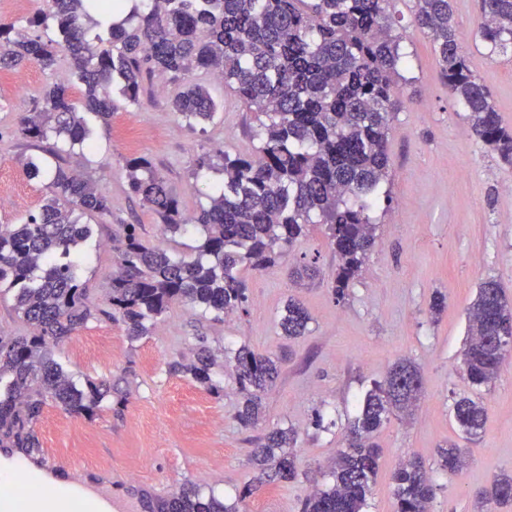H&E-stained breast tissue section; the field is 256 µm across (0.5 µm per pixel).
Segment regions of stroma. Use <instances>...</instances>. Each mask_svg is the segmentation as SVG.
Returning <instances> with one entry per match:
<instances>
[{"instance_id":"stroma-1","label":"stroma","mask_w":512,"mask_h":512,"mask_svg":"<svg viewBox=\"0 0 512 512\" xmlns=\"http://www.w3.org/2000/svg\"><path fill=\"white\" fill-rule=\"evenodd\" d=\"M450 3L470 68L512 129V54H490L480 41L478 0ZM405 36L404 105L389 141L386 187L393 203L376 212L375 247L345 300L330 287L336 257L326 227L311 224L275 266L262 274L243 272L246 313L216 321L176 304L139 339H129L121 322L104 318L55 348L75 382L105 380L114 391L90 419L47 404L34 435L41 453L68 456L72 474L110 491L112 512H145V500L166 499L191 484L230 501L251 487L246 512H301L314 489L309 474L331 469L359 399L404 358L421 371L422 396L412 414L393 416L379 434L380 467L368 512H393L391 475L411 457L429 468L436 486L433 512H477L476 491L495 475L512 472V363L481 391L487 418L463 471L449 475L435 455L439 445L462 437L452 404L472 391L463 361L467 310L488 279L512 300V167L471 135L468 114L449 97L428 36L412 26ZM63 76V70L34 64L0 70V193L13 199L0 208V225L21 223L43 203L47 178L30 176L22 166L42 152L18 135L17 126ZM194 79L224 103L205 128L178 121L170 104L175 87L163 81L140 104H120L110 122L89 121L91 146L79 162L112 213L93 218V235L76 248L74 259L96 303L105 302L111 286L110 242L121 225H139L149 244L173 256L195 255L196 231L162 236L158 217L130 192L128 158L150 159L190 214L222 183V154L253 150L257 114L212 76L198 72ZM204 153L213 166L200 171L195 160ZM304 259L318 270L314 280L295 274ZM438 293L448 307L435 319L429 305ZM292 299L310 320L304 335L290 338L280 319ZM243 346L280 366L261 418L248 428L236 419L241 395L232 371ZM202 352L214 361L211 391L169 370ZM288 426L298 432L292 455L300 477L271 483L261 479L252 452L271 429Z\"/></svg>"}]
</instances>
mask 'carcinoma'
I'll return each mask as SVG.
<instances>
[{"label":"carcinoma","mask_w":512,"mask_h":512,"mask_svg":"<svg viewBox=\"0 0 512 512\" xmlns=\"http://www.w3.org/2000/svg\"><path fill=\"white\" fill-rule=\"evenodd\" d=\"M396 0H149L107 37L85 0H45L28 18L35 35L25 37L0 23V68L35 62L55 70L68 60L70 78L45 90L35 111L19 120L18 133L43 143L62 138L70 147L90 146L91 131L80 108L102 121L117 109L114 96L140 104L143 82L154 76L182 89L172 110L186 123L211 122L219 105L209 89L190 80L203 72L221 80L246 105L264 116L249 156L227 154L223 183L209 206L185 214L179 195L144 157L127 160L129 187L160 220L163 235L193 226L201 237L192 261L143 240L139 225H121L114 241L115 271L109 309L92 303L72 252L92 236L85 214H112L91 179L69 164L58 165L51 195L21 224L0 225V285L16 290V310L30 326L27 336H0V447L30 453L38 448L33 427L47 400L66 413L90 417L110 392L104 381L79 387L55 359L53 348L101 316L126 325L136 340L150 334L176 303L221 319L245 312L246 268L262 273L287 254L306 225L324 224L338 263L332 288L345 299L375 243L374 210L388 176L389 134L403 104L405 64ZM478 29L490 51L512 52V0H481ZM411 23L432 38L448 93L469 112L470 132L512 165V130L502 125L489 89L471 71L448 0H414ZM109 43L104 48L102 44ZM78 85L81 97L71 95ZM310 320L299 303L288 302L281 328L302 335ZM512 336V304L500 284L482 283L468 312L464 363L475 387L491 384L506 354L497 339ZM185 373L214 390L211 361L203 355ZM243 395L237 419L247 427L259 411L260 394L273 384V360L246 346L234 355ZM419 370L409 361L391 369L362 400L360 415L345 428L326 489H315L301 512H366L379 468L376 437L395 409L416 405L421 386L399 387ZM453 417L468 440L481 434L487 409L477 394L460 395ZM297 431L275 429L255 452L269 479L295 478L292 455ZM439 466L456 475L467 465L455 444L438 450ZM435 489L425 465L403 463L393 475L395 512H431ZM482 501L512 503V474L501 473L479 493ZM150 512H239L214 495L187 486Z\"/></svg>","instance_id":"obj_1"}]
</instances>
